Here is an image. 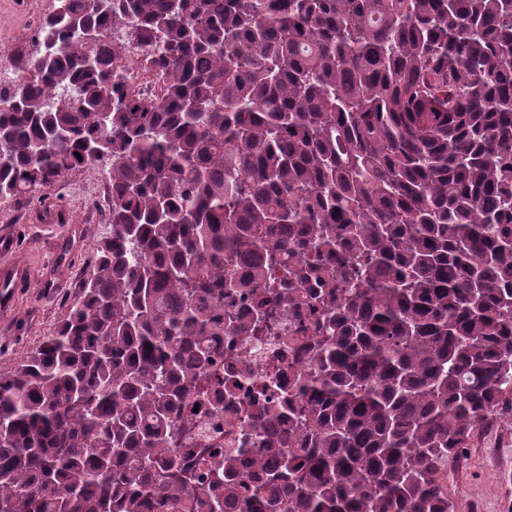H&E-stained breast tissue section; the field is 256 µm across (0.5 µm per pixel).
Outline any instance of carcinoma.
Instances as JSON below:
<instances>
[{
  "label": "carcinoma",
  "instance_id": "1",
  "mask_svg": "<svg viewBox=\"0 0 512 512\" xmlns=\"http://www.w3.org/2000/svg\"><path fill=\"white\" fill-rule=\"evenodd\" d=\"M24 66L0 204L104 154L110 231L0 370V512H452L444 466L512 391V0H57ZM282 306L262 437L193 477L185 422L250 382L224 337ZM136 51L130 53V57L118 63L121 73V81L132 92L139 94L141 97L145 94H155L160 89V78L153 72L142 69L136 62Z\"/></svg>",
  "mask_w": 512,
  "mask_h": 512
}]
</instances>
